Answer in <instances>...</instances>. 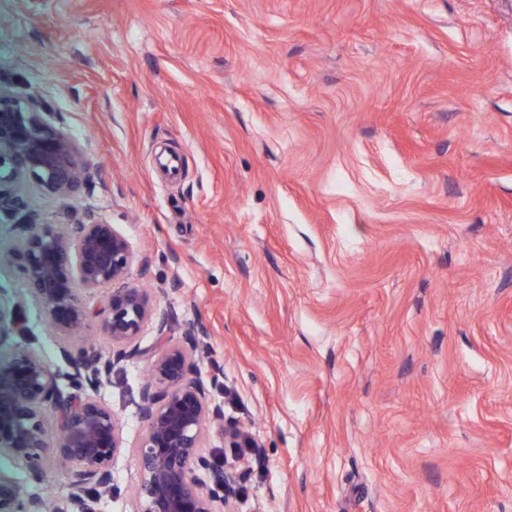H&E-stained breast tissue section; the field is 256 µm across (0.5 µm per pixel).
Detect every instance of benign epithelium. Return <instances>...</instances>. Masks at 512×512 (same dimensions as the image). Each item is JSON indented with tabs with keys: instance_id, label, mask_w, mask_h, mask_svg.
Masks as SVG:
<instances>
[{
	"instance_id": "1",
	"label": "benign epithelium",
	"mask_w": 512,
	"mask_h": 512,
	"mask_svg": "<svg viewBox=\"0 0 512 512\" xmlns=\"http://www.w3.org/2000/svg\"><path fill=\"white\" fill-rule=\"evenodd\" d=\"M90 169L55 113L36 98L24 103L0 91V220L13 224V255L23 263L27 288L20 304L37 305L58 336H80L95 319L112 341L107 359L84 347H61L72 369L65 388L59 372L25 345L0 359V457L39 480L52 451L72 488L62 508L52 499L24 495L0 471V512H98L102 496L113 491L112 463L127 443L119 418L97 392L112 371L140 355L147 328L155 332L157 349L133 401L143 431L133 445L139 481L132 512H233L238 461L215 465L201 448L215 427L226 448L246 447V435L219 424L220 410L195 377L190 351L204 342L205 330L171 338L135 280L143 258L103 216L89 211L80 224H46L25 211L23 186L70 199L87 183ZM48 410L55 417L52 428Z\"/></svg>"
}]
</instances>
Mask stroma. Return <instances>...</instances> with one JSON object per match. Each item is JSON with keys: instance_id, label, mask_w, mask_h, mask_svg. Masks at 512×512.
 Masks as SVG:
<instances>
[{"instance_id": "1", "label": "stroma", "mask_w": 512, "mask_h": 512, "mask_svg": "<svg viewBox=\"0 0 512 512\" xmlns=\"http://www.w3.org/2000/svg\"><path fill=\"white\" fill-rule=\"evenodd\" d=\"M0 91L93 166L29 210L103 215L172 338L206 330L198 376L265 459L235 512H512V0H0ZM13 248L0 223L6 320ZM24 318L0 356L67 372ZM154 345L100 391L130 443ZM0 470L69 491L51 456ZM112 477L131 512V453Z\"/></svg>"}]
</instances>
